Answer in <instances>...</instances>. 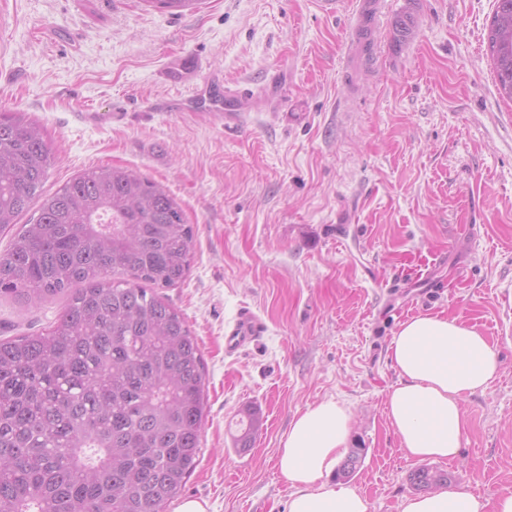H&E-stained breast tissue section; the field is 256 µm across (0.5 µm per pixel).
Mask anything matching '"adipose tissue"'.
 Masks as SVG:
<instances>
[{
    "instance_id": "adipose-tissue-1",
    "label": "adipose tissue",
    "mask_w": 512,
    "mask_h": 512,
    "mask_svg": "<svg viewBox=\"0 0 512 512\" xmlns=\"http://www.w3.org/2000/svg\"><path fill=\"white\" fill-rule=\"evenodd\" d=\"M399 381L385 413L409 457L457 460L465 434L462 403L498 376L496 352L474 326L439 314L401 322L391 344ZM351 415L326 399L295 416L277 457L288 512H369V502L333 475L350 436ZM401 512H512V489L492 499L459 488L405 498Z\"/></svg>"
}]
</instances>
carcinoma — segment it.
<instances>
[{
  "label": "carcinoma",
  "instance_id": "cac0c4a2",
  "mask_svg": "<svg viewBox=\"0 0 512 512\" xmlns=\"http://www.w3.org/2000/svg\"><path fill=\"white\" fill-rule=\"evenodd\" d=\"M145 2L193 11L201 0ZM488 50L512 101V0H496ZM53 164L40 126L0 113V233L41 199L0 251V297L68 295L47 331L0 338V512H162L199 463L206 418L198 341L157 293L186 278L193 229L173 196L126 167L44 196ZM259 424L245 414L237 447ZM364 454L350 449L336 479ZM410 482L434 490L448 474L423 467Z\"/></svg>",
  "mask_w": 512,
  "mask_h": 512
}]
</instances>
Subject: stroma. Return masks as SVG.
I'll return each mask as SVG.
<instances>
[{
	"instance_id": "1",
	"label": "stroma",
	"mask_w": 512,
	"mask_h": 512,
	"mask_svg": "<svg viewBox=\"0 0 512 512\" xmlns=\"http://www.w3.org/2000/svg\"><path fill=\"white\" fill-rule=\"evenodd\" d=\"M495 3L385 0L367 57L319 0H202L182 14L145 0H0V112L41 126L56 158L44 193L129 167L193 227L189 273L161 291L207 379L202 455L179 500L287 512L281 442L295 415L332 398L351 411L349 447L366 451L350 485L369 512H400L421 463L385 415L390 346L421 313L475 325L499 361L463 403L459 459L429 468L485 499L512 488V105L486 54ZM202 72L251 89L227 101L236 123L188 111ZM65 302L0 297V336L40 331ZM244 308L266 331L225 353ZM249 409L261 428L237 450Z\"/></svg>"
}]
</instances>
